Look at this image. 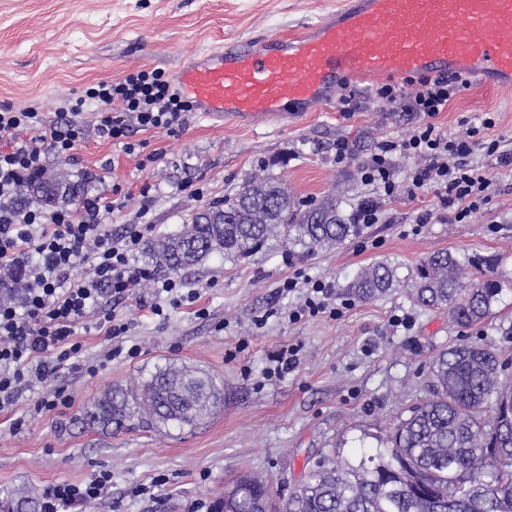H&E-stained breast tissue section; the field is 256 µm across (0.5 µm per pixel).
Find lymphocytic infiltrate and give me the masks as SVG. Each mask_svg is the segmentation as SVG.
Returning a JSON list of instances; mask_svg holds the SVG:
<instances>
[{
    "mask_svg": "<svg viewBox=\"0 0 512 512\" xmlns=\"http://www.w3.org/2000/svg\"><path fill=\"white\" fill-rule=\"evenodd\" d=\"M465 84L456 74L422 77L405 93L389 84L378 88L379 98L423 114L425 122L399 139L380 142L362 167L361 179L372 193L357 204L354 223H378L380 199L402 193L413 196L431 185L439 191V211L448 221L463 223L477 212L490 182L486 171L470 164L469 158L479 145L488 153H499L497 142L478 141L480 131L492 128L494 121L482 117L479 125L462 134L441 132L433 122ZM89 101L98 106L97 132L115 144L126 142L134 128L178 136L193 110L157 69L99 81L53 118L34 107L18 110L0 105V138L13 142L11 149L0 151V272L15 274L11 281L0 279V290L9 286L18 290L15 298L0 299V410L13 406L28 391L33 394L32 414L69 408L73 396L67 387L40 393L37 385L57 378L69 361L81 357L84 343L79 329L86 318H95L96 330L115 340L107 359L121 356L118 340L127 335L131 323L117 318L107 302L128 296L149 276L136 264L154 230L146 221L152 205L149 187L140 190V223L125 225L119 234L112 231V215L126 207L130 196L117 184L85 197L76 208L46 212L14 204L25 182L43 173L49 158L72 157L86 136L83 111ZM399 157L418 161L401 183L394 174ZM199 297L197 289L174 274L157 279L146 307L160 317L165 307L195 305ZM111 483V472L102 470L83 483L49 485L41 512H72L100 499Z\"/></svg>",
    "mask_w": 512,
    "mask_h": 512,
    "instance_id": "obj_1",
    "label": "lymphocytic infiltrate"
}]
</instances>
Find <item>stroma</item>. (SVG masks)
I'll list each match as a JSON object with an SVG mask.
<instances>
[{"instance_id": "1", "label": "stroma", "mask_w": 512, "mask_h": 512, "mask_svg": "<svg viewBox=\"0 0 512 512\" xmlns=\"http://www.w3.org/2000/svg\"><path fill=\"white\" fill-rule=\"evenodd\" d=\"M341 2L0 0V104L53 113L98 81L143 69L170 76L202 51L301 32ZM377 86L347 78L342 91L352 97L350 111L337 103L280 126H219L194 112L176 138L133 132L132 143L161 154L144 170L137 156L98 136L90 103L84 141L72 158L50 166L75 180L87 171L102 174L135 193L150 185L148 220L156 240L178 232L203 206L234 194L254 173L282 181L298 199L339 195L348 214L370 193L361 168L378 144L424 121L416 112L390 111L376 96ZM485 114L496 122L486 138L512 151V88L470 83L434 123L454 133ZM340 140L350 147L341 162ZM473 159L491 185L468 222L437 217V191L428 187L414 199L382 200L379 223L337 248L306 255L275 241L246 260L211 255L184 272L201 293L198 305L210 312L205 319L186 305L163 318L139 309V299L153 293L152 282H142L124 302L133 319L126 344L137 347L135 357L117 358L89 375L88 367L112 343L97 331L84 333L80 367L62 379L74 396L71 408L34 416L24 397L0 411V492L23 485L40 492L108 470L112 485L105 497L80 512H192L197 503L222 496L233 476L254 472L285 496L319 456L340 445L357 447L363 434L384 432L408 416L430 393L429 367L440 350L465 339L489 343L512 378V169L480 151ZM184 182L203 189V198L181 191ZM428 210L431 223L416 224ZM438 250L466 256L474 279L491 272L502 288L493 315L463 332L450 325L447 312L419 305L405 288L418 264ZM377 261L395 268L400 287L369 301L352 297L348 283ZM297 269L332 284L333 301L343 308L339 317L289 319L304 297L282 294L279 287ZM289 346L297 350V365L275 374L273 357ZM172 361L223 381L224 407L205 425L120 431L83 425L86 408L102 393L149 378ZM19 418L24 424L18 428Z\"/></svg>"}]
</instances>
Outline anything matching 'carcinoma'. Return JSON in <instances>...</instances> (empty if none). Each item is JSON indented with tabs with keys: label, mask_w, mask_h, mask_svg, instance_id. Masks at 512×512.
Here are the masks:
<instances>
[{
	"label": "carcinoma",
	"mask_w": 512,
	"mask_h": 512,
	"mask_svg": "<svg viewBox=\"0 0 512 512\" xmlns=\"http://www.w3.org/2000/svg\"><path fill=\"white\" fill-rule=\"evenodd\" d=\"M27 182L16 203L48 208L76 200L79 185L62 176ZM331 196L297 201L283 183L258 174L234 196L196 212L174 235L148 242L143 253L157 274L178 273L212 254L249 258L283 238L308 252L333 248L360 235ZM466 259L435 251L417 267L410 288L420 305L445 308L464 330L492 315L502 291L488 277L465 274ZM395 271L379 261L362 269L349 290L369 300L392 288ZM489 345L465 341L430 367L431 395L401 418L376 446L318 458L307 478L282 499L259 475L242 473L224 487L216 512H512V386ZM224 402V382L203 371L172 365L133 388H115L85 412L89 426L122 429L157 425L194 429ZM39 496L7 491L0 512H38Z\"/></svg>",
	"instance_id": "obj_1"
}]
</instances>
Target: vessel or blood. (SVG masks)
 I'll list each match as a JSON object with an SVG mask.
<instances>
[{"mask_svg": "<svg viewBox=\"0 0 512 512\" xmlns=\"http://www.w3.org/2000/svg\"><path fill=\"white\" fill-rule=\"evenodd\" d=\"M469 74L512 86V0H345L302 35L265 38L195 55L176 74L195 111L259 125L287 105L324 108L342 77Z\"/></svg>", "mask_w": 512, "mask_h": 512, "instance_id": "obj_1", "label": "vessel or blood"}]
</instances>
